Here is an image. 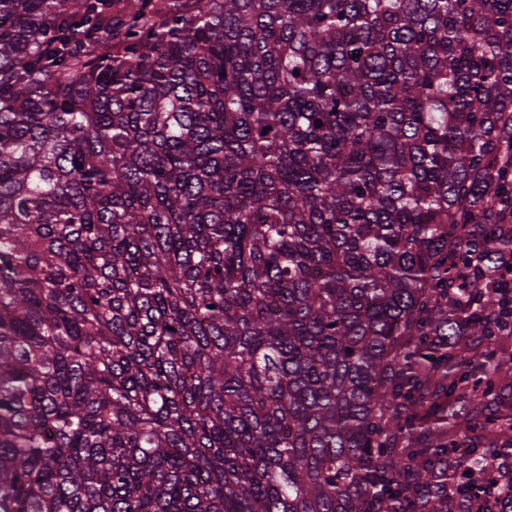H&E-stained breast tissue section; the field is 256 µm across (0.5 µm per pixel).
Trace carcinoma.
I'll use <instances>...</instances> for the list:
<instances>
[{
  "label": "carcinoma",
  "instance_id": "carcinoma-1",
  "mask_svg": "<svg viewBox=\"0 0 512 512\" xmlns=\"http://www.w3.org/2000/svg\"><path fill=\"white\" fill-rule=\"evenodd\" d=\"M510 217L512 0H0V512H484Z\"/></svg>",
  "mask_w": 512,
  "mask_h": 512
}]
</instances>
